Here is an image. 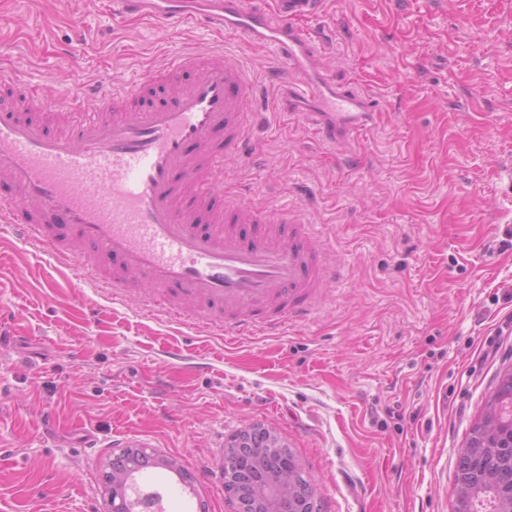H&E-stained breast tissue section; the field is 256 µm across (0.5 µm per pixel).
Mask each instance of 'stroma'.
<instances>
[{"mask_svg": "<svg viewBox=\"0 0 512 512\" xmlns=\"http://www.w3.org/2000/svg\"><path fill=\"white\" fill-rule=\"evenodd\" d=\"M311 23L326 78L379 114L336 155L305 120L278 122L282 68L263 47L116 23L106 0H0V69L47 96L180 50L240 57L248 108L271 121L223 179L301 207L338 274L283 335L226 336L144 309L140 284L113 300L0 223V512H110L127 440L174 463L154 471L165 512H235L224 447L256 425L299 457L323 512H452L458 452L512 368V0H321Z\"/></svg>", "mask_w": 512, "mask_h": 512, "instance_id": "35a3bbf8", "label": "stroma"}]
</instances>
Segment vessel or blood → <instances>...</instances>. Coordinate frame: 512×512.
<instances>
[{
	"label": "vessel or blood",
	"instance_id": "vessel-or-blood-1",
	"mask_svg": "<svg viewBox=\"0 0 512 512\" xmlns=\"http://www.w3.org/2000/svg\"><path fill=\"white\" fill-rule=\"evenodd\" d=\"M277 12L248 0H108L116 22L146 19L228 33L267 49L284 68L288 96L305 107L323 144L336 147L372 126L371 97L320 72L314 30L299 20L319 0H276ZM189 74L159 107L138 105L150 87ZM254 84L219 48L180 52L131 83L96 82L59 95L28 94L0 71V222L12 225L63 266L123 299L134 283L144 305L175 322L207 318L228 336H277L322 301L336 269L303 212L260 204L245 187L225 188L224 208L207 203L227 165H243L257 122L246 108ZM47 112H111L76 130L47 133L10 96ZM222 146H215L216 134ZM209 219L201 229V219Z\"/></svg>",
	"mask_w": 512,
	"mask_h": 512
}]
</instances>
